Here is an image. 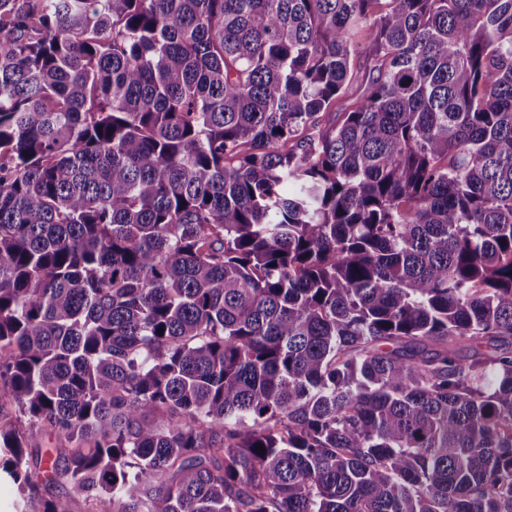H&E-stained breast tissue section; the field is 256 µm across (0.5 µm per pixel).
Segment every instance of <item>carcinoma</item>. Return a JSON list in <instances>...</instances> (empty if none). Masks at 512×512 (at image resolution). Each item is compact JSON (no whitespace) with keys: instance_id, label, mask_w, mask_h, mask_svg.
<instances>
[{"instance_id":"carcinoma-1","label":"carcinoma","mask_w":512,"mask_h":512,"mask_svg":"<svg viewBox=\"0 0 512 512\" xmlns=\"http://www.w3.org/2000/svg\"><path fill=\"white\" fill-rule=\"evenodd\" d=\"M1 471L512 512V0H0Z\"/></svg>"}]
</instances>
